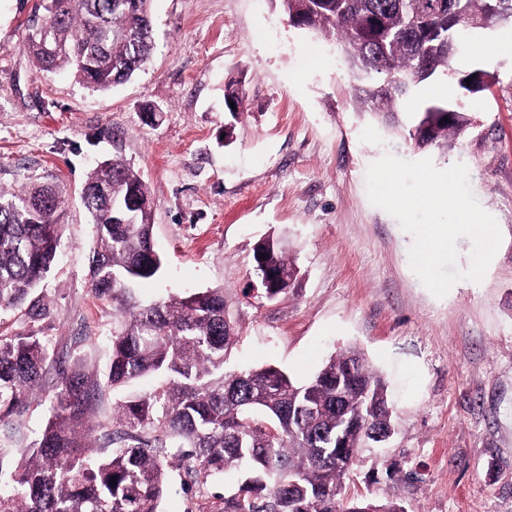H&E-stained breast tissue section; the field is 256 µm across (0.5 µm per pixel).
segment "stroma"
Masks as SVG:
<instances>
[{
    "instance_id": "1",
    "label": "stroma",
    "mask_w": 512,
    "mask_h": 512,
    "mask_svg": "<svg viewBox=\"0 0 512 512\" xmlns=\"http://www.w3.org/2000/svg\"><path fill=\"white\" fill-rule=\"evenodd\" d=\"M44 6L0 0V188L63 191L57 258L39 286L51 310L41 333L57 354H80L104 385L116 322L90 290L96 226L81 193L119 156L155 202L164 272L144 297L223 289L238 330L228 369L272 364L302 382L355 348L383 377L394 433L360 451L346 497L405 512H512V47L487 53L492 29L462 45L454 70L496 81L468 101L463 136L420 151L355 102L341 50L273 0H151L152 60L105 91L70 69L37 68L25 43ZM232 80L246 105L235 117L224 110ZM387 153L467 167L503 237L479 286L463 279L438 298L412 271L411 235L367 195L366 171ZM268 237L298 268L271 300L254 261ZM237 483L226 474L193 488L172 471L161 512H221Z\"/></svg>"
}]
</instances>
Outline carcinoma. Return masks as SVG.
<instances>
[{
    "label": "carcinoma",
    "instance_id": "cac0c4a2",
    "mask_svg": "<svg viewBox=\"0 0 512 512\" xmlns=\"http://www.w3.org/2000/svg\"><path fill=\"white\" fill-rule=\"evenodd\" d=\"M274 2L293 25L336 42L355 101L406 131L420 150L446 147L463 134L470 125L466 97L489 89L495 75L456 73L461 96L424 101L404 125L399 114L411 91L448 74L467 37L512 29V0H501L492 21L486 0H461L451 27L448 0ZM46 18L56 52L46 54L36 33L26 42L38 69L68 67L96 90L129 81L155 48L149 0H52ZM224 110L234 117L244 111L233 82ZM131 194L141 205L125 213ZM82 201L96 224L91 290L112 300L120 322L109 338L106 384L123 389L149 377L152 386L121 400L109 421L87 427L101 386L76 358L58 368L45 426L28 439V413L56 358L35 329L49 315L36 290L59 246L62 192L0 190V309L24 306L29 319L27 329L0 334V512H160L173 466L194 484L242 474L224 497V512H405L394 501L344 500L341 479L359 448L392 425L385 383L360 352L330 357L303 383L271 365L224 370L236 342L224 289L149 304L138 297L163 267L142 179L115 157L88 175ZM254 259L284 283L264 289L268 298L291 287L295 267L280 241L259 243Z\"/></svg>",
    "mask_w": 512,
    "mask_h": 512
}]
</instances>
